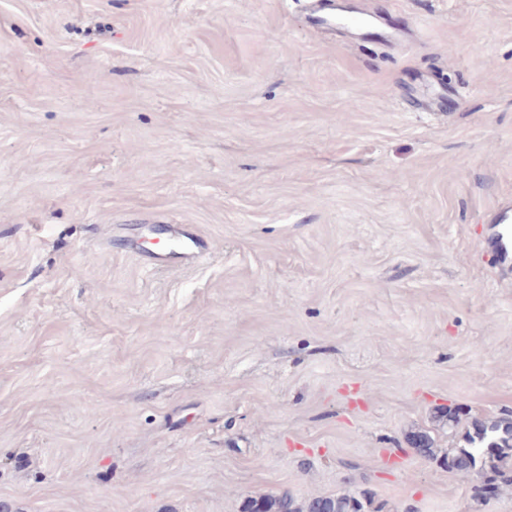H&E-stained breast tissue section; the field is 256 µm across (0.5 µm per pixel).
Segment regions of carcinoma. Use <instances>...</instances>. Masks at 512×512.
Here are the masks:
<instances>
[{
  "label": "carcinoma",
  "instance_id": "carcinoma-1",
  "mask_svg": "<svg viewBox=\"0 0 512 512\" xmlns=\"http://www.w3.org/2000/svg\"><path fill=\"white\" fill-rule=\"evenodd\" d=\"M469 447L459 448L448 456V465L463 473H481L489 467L501 482L512 484V415L493 420L472 421L466 435ZM416 451L427 458L437 457L433 438L420 432L412 439ZM242 512H363L362 502L350 495L319 496L304 501L284 491L263 495L244 502Z\"/></svg>",
  "mask_w": 512,
  "mask_h": 512
}]
</instances>
